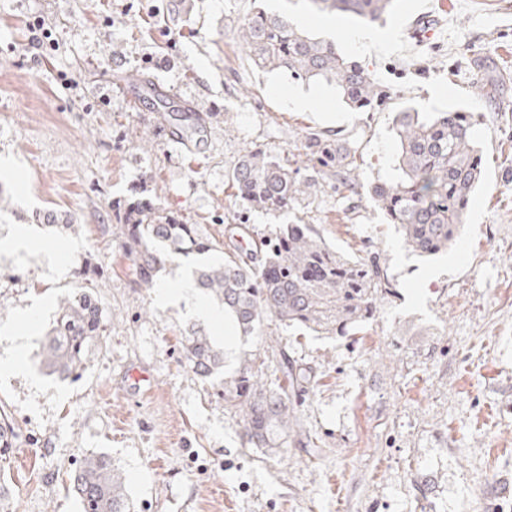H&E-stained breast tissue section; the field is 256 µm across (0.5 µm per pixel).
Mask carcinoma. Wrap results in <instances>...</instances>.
Wrapping results in <instances>:
<instances>
[{
    "mask_svg": "<svg viewBox=\"0 0 512 512\" xmlns=\"http://www.w3.org/2000/svg\"><path fill=\"white\" fill-rule=\"evenodd\" d=\"M393 2L307 0L306 7L373 23L391 13ZM237 33L253 66L332 83L355 112H383L398 97L357 56L306 34L286 13L258 9L242 18ZM473 89L491 110L497 109L499 82L480 79ZM474 126L458 111L420 112L406 106L394 115L398 174L391 183L372 188L373 200L420 255L448 250L465 222L483 177ZM304 149L312 169L305 177L294 155L245 151L227 172L235 195L250 208L286 211L315 195L323 181L338 191L358 193L355 151L341 133L309 132ZM120 238L131 274L147 288L172 257L224 249L223 259L195 269L193 276L197 287L224 304V319L242 336L261 339L273 322L346 336L374 316L380 298L395 294L377 258L332 250L310 224H282L269 237H254L240 223L220 245L202 235L197 225L182 224L142 200L123 208ZM103 321L104 309L92 294L83 291L61 299L42 346L46 369L63 379L82 371L100 344ZM183 363L196 375L211 378L224 368V351L202 328H192L184 336ZM262 366L252 354L224 376V404L240 417L248 445L274 452L288 445L293 431L289 395L309 379L284 352L274 381H262ZM16 444L14 427L1 417L0 456ZM71 483L82 512H132L125 479L106 454L86 457L73 471Z\"/></svg>",
    "mask_w": 512,
    "mask_h": 512,
    "instance_id": "1",
    "label": "carcinoma"
}]
</instances>
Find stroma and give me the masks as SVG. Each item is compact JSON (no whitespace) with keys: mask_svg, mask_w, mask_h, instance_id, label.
Listing matches in <instances>:
<instances>
[{"mask_svg":"<svg viewBox=\"0 0 512 512\" xmlns=\"http://www.w3.org/2000/svg\"><path fill=\"white\" fill-rule=\"evenodd\" d=\"M287 10L311 35L344 33L343 47L400 92L392 109L354 112L335 85L256 70L238 18L254 7ZM43 17L59 48L34 63L28 23ZM342 13L293 0H0V242L28 233L30 253L0 252V357L17 348L21 372L0 373V412L18 446L0 460L11 512H81L72 470L108 454L126 476L135 512H512V0H396L373 32ZM155 76L210 105L201 150L166 140L151 113L135 111L122 70ZM502 77L506 111L472 94ZM308 96L306 108L288 101ZM474 112L483 181L460 241L422 258L408 251L371 197L396 176V109ZM341 131L356 152L361 188L323 187L285 213L242 206L225 178L248 148L298 152L306 130ZM223 241L246 217L255 234L314 225L325 244L384 262L397 293L380 300L354 336L271 326L260 349L267 379L281 353L311 383L293 399L297 426L270 455L248 447L224 405L223 375L184 367L181 342L193 305H162L138 286L120 246L116 210L138 198ZM72 219L55 235L45 214ZM98 267L89 280L84 263ZM89 291L103 306V338L82 374H48L40 351L60 298ZM36 310L26 321L27 310ZM153 392L128 394L131 369Z\"/></svg>","mask_w":512,"mask_h":512,"instance_id":"1","label":"stroma"}]
</instances>
